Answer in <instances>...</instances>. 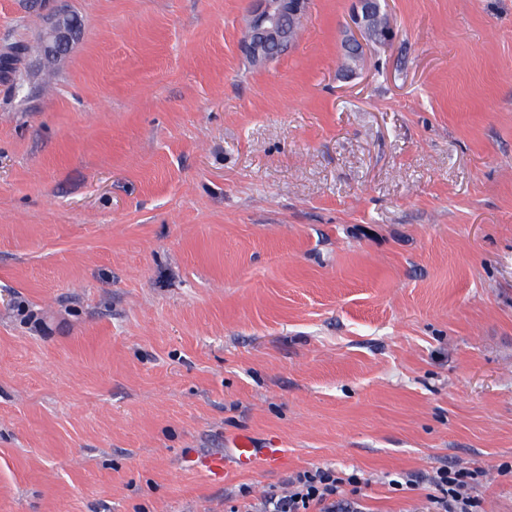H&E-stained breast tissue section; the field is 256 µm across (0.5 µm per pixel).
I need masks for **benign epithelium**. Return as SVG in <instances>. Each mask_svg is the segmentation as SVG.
Segmentation results:
<instances>
[{"mask_svg": "<svg viewBox=\"0 0 512 512\" xmlns=\"http://www.w3.org/2000/svg\"><path fill=\"white\" fill-rule=\"evenodd\" d=\"M246 31L240 43L241 51L252 62L264 64L272 59V52L282 53L291 47L293 37L289 25L304 16L308 0H252ZM353 23L358 35L345 42L344 48H352L364 54L362 39L386 42L391 29L381 0H355ZM79 32L77 19L68 12L48 9L46 23L37 36L40 55L47 62L61 60Z\"/></svg>", "mask_w": 512, "mask_h": 512, "instance_id": "7a95c632", "label": "benign epithelium"}]
</instances>
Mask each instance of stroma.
Wrapping results in <instances>:
<instances>
[{
  "label": "stroma",
  "mask_w": 512,
  "mask_h": 512,
  "mask_svg": "<svg viewBox=\"0 0 512 512\" xmlns=\"http://www.w3.org/2000/svg\"><path fill=\"white\" fill-rule=\"evenodd\" d=\"M0 0V47L34 43ZM310 0L256 66L248 0H68L0 77V512H227L311 467H480L512 512V0ZM250 435L275 469L198 457ZM355 12L353 23L357 28L359 36H352L345 42L344 49L354 48L358 55L364 57V43L362 39L367 38L376 42H386L391 35V29L387 21L385 8L380 0H355ZM385 13V14H384ZM378 28L375 35L373 28ZM79 32L77 19L68 12L49 8L46 23L37 36L39 54L47 62L61 60Z\"/></svg>",
  "instance_id": "35a3bbf8"
}]
</instances>
